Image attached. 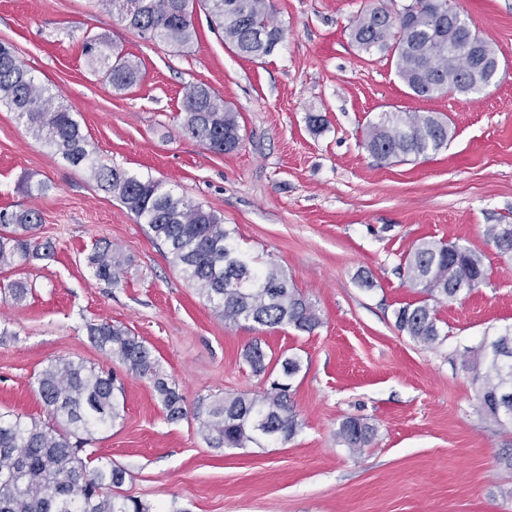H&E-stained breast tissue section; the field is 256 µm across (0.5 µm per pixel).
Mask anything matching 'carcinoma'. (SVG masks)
Listing matches in <instances>:
<instances>
[{
    "label": "carcinoma",
    "instance_id": "1",
    "mask_svg": "<svg viewBox=\"0 0 512 512\" xmlns=\"http://www.w3.org/2000/svg\"><path fill=\"white\" fill-rule=\"evenodd\" d=\"M198 2L223 30L224 41L244 57L263 58L284 38L285 30L272 21L266 0H98V5L144 38L185 47L196 35ZM441 5L442 0H410L395 17L392 7L383 3L357 19L350 37L364 52L391 54L398 76L417 96L441 95L450 88L472 94L469 58L448 53V40L464 43L472 29L465 19L453 24L444 20ZM83 50L90 66L106 70L113 89L124 91L138 82V64L118 48H109L101 37H86ZM0 103L15 113L36 142L55 149L74 166L88 165L101 186L167 246L172 263L224 321L291 326L308 334L321 326L315 305L291 286L286 274L242 254L233 231L214 212L172 193L158 180L98 163L74 113L2 44ZM182 112L184 130L210 151L224 154L239 147L237 113L207 87L191 88ZM449 137L448 123L431 112H392L369 126L365 146L380 160L405 161L439 151ZM40 224L36 209L0 214V269L51 256V243L36 236ZM484 236L500 252L512 254V224H488ZM88 264L97 279L121 283L125 260L112 250V243L97 245ZM403 271L410 286L422 289L426 298L395 309V326L425 345L440 338L434 304L472 291L485 278L478 253L435 240L416 244L405 255ZM87 333L110 360L152 383L167 420L188 417L182 395L143 340L107 320L88 324ZM467 353L464 367L479 383L482 412L493 424L511 427L512 331ZM243 358L253 372L267 371L273 378L259 394L227 396L194 413L198 433L211 448L288 441L300 429L290 390L291 380L302 370L301 358L283 354L269 362L258 342L247 346ZM35 383L53 423L0 412V512H148L142 502L119 495L124 468L94 466L88 453L93 433L122 418L118 394L123 387L116 376L58 358L39 372ZM374 437L375 427L358 418L342 421L336 431L337 440L353 452L368 447Z\"/></svg>",
    "mask_w": 512,
    "mask_h": 512
}]
</instances>
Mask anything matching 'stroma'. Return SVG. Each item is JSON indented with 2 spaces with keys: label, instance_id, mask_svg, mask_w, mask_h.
<instances>
[{
  "label": "stroma",
  "instance_id": "stroma-1",
  "mask_svg": "<svg viewBox=\"0 0 512 512\" xmlns=\"http://www.w3.org/2000/svg\"><path fill=\"white\" fill-rule=\"evenodd\" d=\"M375 0H269L285 37L259 60L237 55L206 11L181 48L148 41L97 0H0V42L67 105L101 163L162 181L215 211L242 250L276 264L316 306L312 334L231 325L172 264L146 225L83 166L35 142L0 104V211L39 210L55 255L0 269V286L26 282L21 303L0 295V412L48 421L35 378L56 358L106 371L113 364L86 326L108 320L151 347L184 399L168 422L152 384L127 371L121 422L95 433L96 464L127 471L121 495L149 512H512V428L485 419L464 349L512 330V255L484 236L512 224V0H453L500 62L473 95L421 98L389 54H365L350 28ZM139 62L142 78L116 91L92 71L86 35ZM204 85L239 114L242 141L216 154L182 129V102ZM433 112L452 136L440 151L382 161L364 146L386 112ZM322 115L323 130L308 124ZM47 191L27 194L24 180ZM478 252L486 279L435 309L439 343L395 326V308L420 300L400 268L419 240ZM128 264L119 286L88 264L97 241ZM373 277L361 287L359 273ZM298 353L291 399L301 422L289 441L223 451L198 436L200 404L268 386L242 353ZM372 424L354 453L340 423Z\"/></svg>",
  "mask_w": 512,
  "mask_h": 512
}]
</instances>
